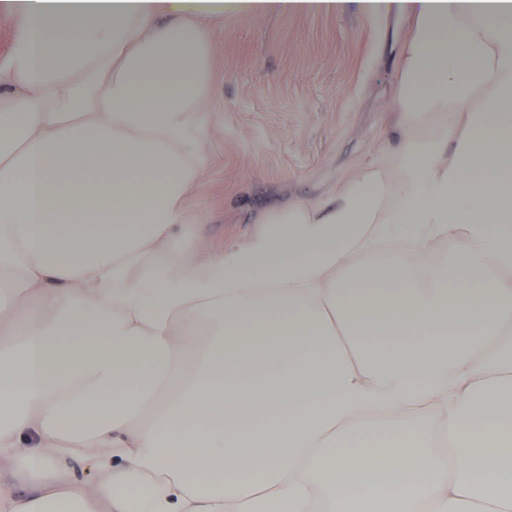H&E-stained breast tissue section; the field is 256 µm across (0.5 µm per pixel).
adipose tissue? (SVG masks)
Returning a JSON list of instances; mask_svg holds the SVG:
<instances>
[{
    "label": "adipose tissue",
    "mask_w": 512,
    "mask_h": 512,
    "mask_svg": "<svg viewBox=\"0 0 512 512\" xmlns=\"http://www.w3.org/2000/svg\"><path fill=\"white\" fill-rule=\"evenodd\" d=\"M188 2L0 0V512H512V0H339L397 148L206 254Z\"/></svg>",
    "instance_id": "ef3b65f1"
}]
</instances>
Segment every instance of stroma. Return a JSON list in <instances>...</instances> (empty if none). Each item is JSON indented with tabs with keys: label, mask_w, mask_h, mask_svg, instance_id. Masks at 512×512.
Wrapping results in <instances>:
<instances>
[{
	"label": "stroma",
	"mask_w": 512,
	"mask_h": 512,
	"mask_svg": "<svg viewBox=\"0 0 512 512\" xmlns=\"http://www.w3.org/2000/svg\"><path fill=\"white\" fill-rule=\"evenodd\" d=\"M406 19L228 13L213 23L212 163L190 214L210 247L326 200L383 143Z\"/></svg>",
	"instance_id": "1"
}]
</instances>
